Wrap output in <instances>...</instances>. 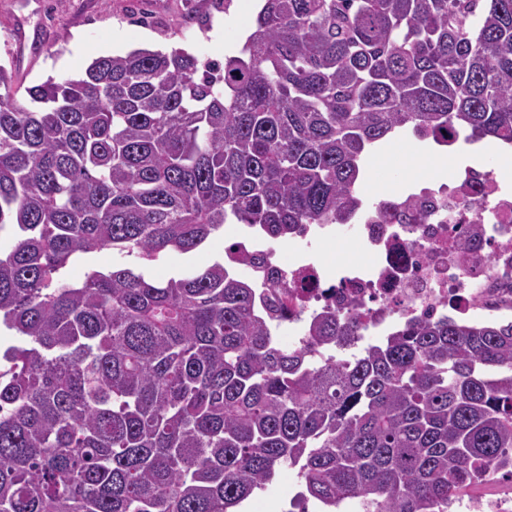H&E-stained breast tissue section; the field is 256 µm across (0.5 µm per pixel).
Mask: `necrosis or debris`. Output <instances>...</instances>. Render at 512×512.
I'll return each instance as SVG.
<instances>
[{
  "mask_svg": "<svg viewBox=\"0 0 512 512\" xmlns=\"http://www.w3.org/2000/svg\"><path fill=\"white\" fill-rule=\"evenodd\" d=\"M359 198L349 224H302L280 240L256 227L225 235L226 272L246 277L257 299H292L288 314L269 320L277 343L307 346L311 318L329 308L358 314L365 343L410 321H512L511 153ZM348 239L359 258L332 259Z\"/></svg>",
  "mask_w": 512,
  "mask_h": 512,
  "instance_id": "necrosis-or-debris-1",
  "label": "necrosis or debris"
}]
</instances>
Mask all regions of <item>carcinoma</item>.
I'll list each match as a JSON object with an SVG mask.
<instances>
[{
    "mask_svg": "<svg viewBox=\"0 0 512 512\" xmlns=\"http://www.w3.org/2000/svg\"><path fill=\"white\" fill-rule=\"evenodd\" d=\"M27 93L0 95V512H231L280 468L298 512H448L512 480V323H410L317 364L222 261L64 275L226 224H347L397 132L512 143V0H263L222 67L138 49ZM308 330L334 349L357 324ZM141 265V261L134 255L126 256L111 249H102L93 253L81 256L74 261L67 269L68 278L73 280L83 279L85 273L92 269L108 270L112 266H132Z\"/></svg>",
    "mask_w": 512,
    "mask_h": 512,
    "instance_id": "1",
    "label": "carcinoma"
}]
</instances>
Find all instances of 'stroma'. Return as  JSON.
Instances as JSON below:
<instances>
[{
    "label": "stroma",
    "mask_w": 512,
    "mask_h": 512,
    "mask_svg": "<svg viewBox=\"0 0 512 512\" xmlns=\"http://www.w3.org/2000/svg\"><path fill=\"white\" fill-rule=\"evenodd\" d=\"M0 0V67L11 77L17 104L29 103L27 87L47 80L78 77L101 56L124 55L136 49L182 50L199 63L223 62L236 52L244 32L253 28L252 0ZM434 149L409 156L386 144L365 161L362 180L380 195L424 175ZM223 237L193 252L162 255L145 269L149 277L168 279L186 267L197 269L220 259ZM301 489L296 473L280 470L264 490L255 491L248 512H287Z\"/></svg>",
    "instance_id": "obj_1"
}]
</instances>
